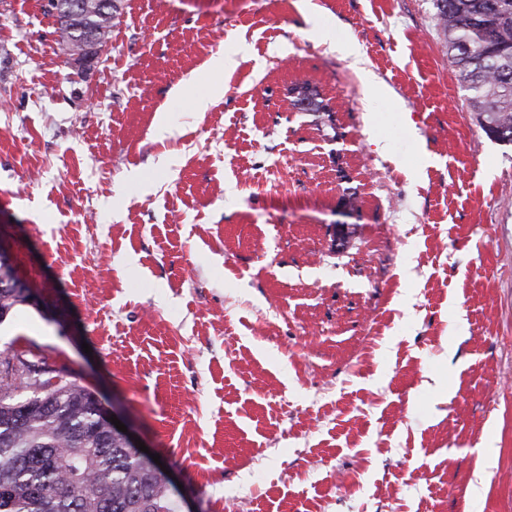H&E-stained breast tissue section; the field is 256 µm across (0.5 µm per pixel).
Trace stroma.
<instances>
[{"label": "stroma", "mask_w": 512, "mask_h": 512, "mask_svg": "<svg viewBox=\"0 0 512 512\" xmlns=\"http://www.w3.org/2000/svg\"><path fill=\"white\" fill-rule=\"evenodd\" d=\"M45 3L0 0V237L38 297L0 354L115 408L194 512H512V143L434 0H119L87 67Z\"/></svg>", "instance_id": "obj_1"}]
</instances>
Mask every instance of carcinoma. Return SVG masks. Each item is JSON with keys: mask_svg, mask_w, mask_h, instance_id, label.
I'll list each match as a JSON object with an SVG mask.
<instances>
[{"mask_svg": "<svg viewBox=\"0 0 512 512\" xmlns=\"http://www.w3.org/2000/svg\"><path fill=\"white\" fill-rule=\"evenodd\" d=\"M102 0H47L66 55L109 39L118 6ZM448 36V58L484 132L512 142V0H435ZM310 93L292 104L312 112L327 106ZM0 261V323L27 301V288ZM0 359V512H174L160 466L132 447L102 418L94 395L75 380L48 377L46 364ZM27 380L20 396L15 383Z\"/></svg>", "mask_w": 512, "mask_h": 512, "instance_id": "carcinoma-1", "label": "carcinoma"}]
</instances>
